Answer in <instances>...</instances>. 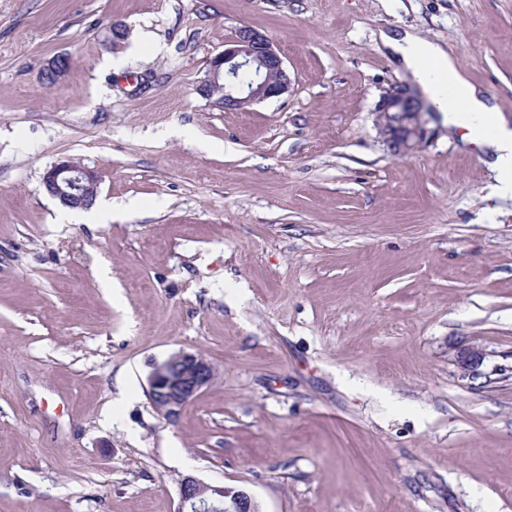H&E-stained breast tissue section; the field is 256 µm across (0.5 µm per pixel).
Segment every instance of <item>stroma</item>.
<instances>
[{"label": "stroma", "instance_id": "1", "mask_svg": "<svg viewBox=\"0 0 512 512\" xmlns=\"http://www.w3.org/2000/svg\"><path fill=\"white\" fill-rule=\"evenodd\" d=\"M243 26L292 84L227 111L197 87ZM398 29L512 122V0H0V512H177L186 476L261 512H512V200L437 116L390 153ZM66 159L113 220L45 193ZM181 350L218 375L169 421L148 377ZM485 356L484 350L475 344L460 347L456 354V362L464 372H474Z\"/></svg>", "mask_w": 512, "mask_h": 512}]
</instances>
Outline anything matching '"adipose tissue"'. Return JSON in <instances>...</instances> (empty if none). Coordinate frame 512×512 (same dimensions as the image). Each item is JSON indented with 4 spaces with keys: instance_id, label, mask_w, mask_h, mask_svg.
<instances>
[{
    "instance_id": "ef3b65f1",
    "label": "adipose tissue",
    "mask_w": 512,
    "mask_h": 512,
    "mask_svg": "<svg viewBox=\"0 0 512 512\" xmlns=\"http://www.w3.org/2000/svg\"><path fill=\"white\" fill-rule=\"evenodd\" d=\"M379 37L444 121L465 128L473 141L484 145L491 156L489 166L497 174L495 194L512 197V126L500 106L465 78L456 58L440 44L409 30L383 31Z\"/></svg>"
}]
</instances>
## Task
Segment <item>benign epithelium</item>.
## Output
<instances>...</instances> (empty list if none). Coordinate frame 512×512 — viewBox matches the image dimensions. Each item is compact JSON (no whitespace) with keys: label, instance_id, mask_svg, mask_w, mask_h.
<instances>
[{"label":"benign epithelium","instance_id":"benign-epithelium-1","mask_svg":"<svg viewBox=\"0 0 512 512\" xmlns=\"http://www.w3.org/2000/svg\"><path fill=\"white\" fill-rule=\"evenodd\" d=\"M242 72L251 74L249 82H240ZM290 85L288 69L273 41L252 27L242 26L224 45V51L210 60L207 77L197 91L225 110L235 111L278 98L288 93ZM376 126L395 156L419 149L429 135L422 103L403 91L383 99L376 112ZM42 186L63 207L86 210L96 201L99 183L94 172L67 159L45 171ZM484 356L480 346L464 345L457 351L456 362L463 371L473 372ZM215 377V366L203 355L180 351L154 366L148 378V394L160 413L173 420ZM177 512H259V508L243 490L217 488L188 476L180 482Z\"/></svg>","mask_w":512,"mask_h":512}]
</instances>
